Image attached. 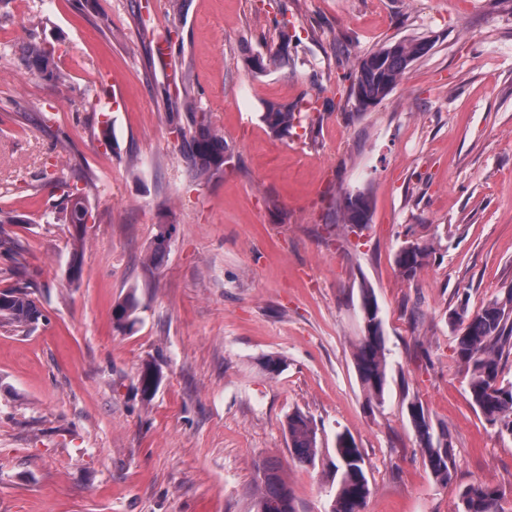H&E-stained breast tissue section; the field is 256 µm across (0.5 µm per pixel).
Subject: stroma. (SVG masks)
Returning a JSON list of instances; mask_svg holds the SVG:
<instances>
[{"label": "stroma", "mask_w": 512, "mask_h": 512, "mask_svg": "<svg viewBox=\"0 0 512 512\" xmlns=\"http://www.w3.org/2000/svg\"><path fill=\"white\" fill-rule=\"evenodd\" d=\"M83 2L0 9V209L21 218L10 230L24 264L8 275L0 255V290L28 284L46 316L0 328V512H254L266 460L297 512H326L341 432L364 458L363 512H457L477 484L512 512V437L471 405L448 322L512 286V0ZM280 15L289 58L253 74ZM35 37L67 72L66 96L26 70ZM403 39L428 53L359 107L342 73ZM185 78L233 154L214 176L192 175L164 120ZM301 97L324 111L272 136L264 104ZM105 120L112 148L97 138ZM84 170L95 222L74 285L73 228L43 215L62 204L55 178ZM358 190L371 221L356 235L338 206ZM407 239L433 248L411 281L394 263ZM364 280L391 364L380 404L354 365ZM132 292L138 321L117 331L112 310ZM266 355L284 371L264 372ZM148 363L161 372L149 396ZM411 399L448 431V482L423 461ZM295 411L318 426L315 465L291 456Z\"/></svg>", "instance_id": "obj_1"}]
</instances>
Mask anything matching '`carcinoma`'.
<instances>
[{
    "mask_svg": "<svg viewBox=\"0 0 512 512\" xmlns=\"http://www.w3.org/2000/svg\"><path fill=\"white\" fill-rule=\"evenodd\" d=\"M278 33L275 49L265 56L250 59L251 70L264 74L268 69L288 59L291 37L288 21L273 19ZM429 44L419 40L393 42L362 57L354 71L340 76L351 81L350 90L364 107L375 104L388 96L397 85L408 66L424 55ZM26 69L56 86L66 81L64 71L55 57L54 50L38 39L31 40L24 48ZM183 106L190 111L191 125L182 121L181 113L170 111L166 120L171 129L181 137V151L189 161L190 171L196 175L217 174L223 171L230 159L224 137L212 130L205 115L195 112V99L188 87H182ZM303 111L301 101L267 104L260 120L275 137L290 131L295 114ZM83 187L63 193L66 205L60 221L76 229V237L68 261L67 276L71 283L79 282L83 261V230L85 217L92 213L89 192L95 186L94 176L86 173L78 176ZM339 218L348 228L356 224L370 223V200L366 193L357 197L346 194L340 205ZM22 219L10 212L0 211V249L13 263H19L22 251L16 243L8 224H20ZM160 231L154 242L149 261H157L166 251L169 237L167 225H159ZM431 255L426 244L406 240L395 256V265L407 281L415 278L418 270ZM140 301L136 293H129L113 308V322L117 329H131L137 322ZM360 308L369 311L370 317L363 326V336L356 345L354 361L359 380L368 398L383 400L390 364L386 348L381 311L374 289L364 282L360 288ZM44 314L26 286H14L0 290V327L16 330L32 329ZM452 328L458 330L454 350L458 360L466 367L468 393L472 405L486 423L497 432L512 436V382L503 383V364L512 356V287L501 291L479 310L471 313L468 303L460 304L449 316ZM161 380L159 370L146 365L140 374L143 394L151 395ZM410 423L415 431L418 446L434 477L440 481L450 478L456 467V457L448 441V431L434 428L422 403L412 400L407 404ZM288 441L293 459L312 465L321 453L318 446L317 426L307 415L295 411L286 419ZM336 462L332 463V485L329 512H363L370 494L369 482L364 469V458L354 439L345 433L336 436ZM259 499L257 512H296L288 484L280 474V467L271 462L258 466ZM502 493L492 487L471 485L459 496L458 512H503Z\"/></svg>",
    "mask_w": 512,
    "mask_h": 512,
    "instance_id": "1",
    "label": "carcinoma"
}]
</instances>
